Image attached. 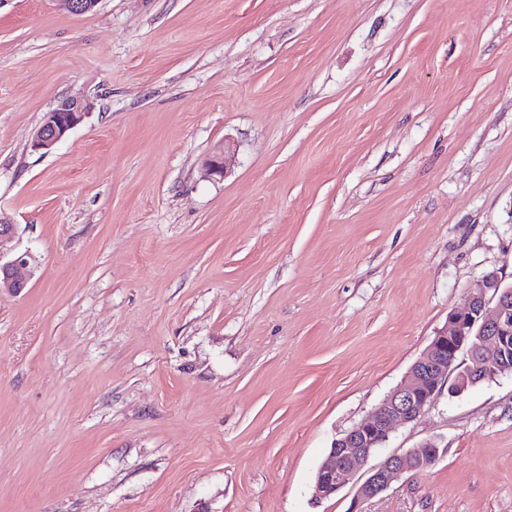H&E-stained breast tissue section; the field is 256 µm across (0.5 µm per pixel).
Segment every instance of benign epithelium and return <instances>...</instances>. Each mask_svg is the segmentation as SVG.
<instances>
[{"label":"benign epithelium","instance_id":"obj_1","mask_svg":"<svg viewBox=\"0 0 512 512\" xmlns=\"http://www.w3.org/2000/svg\"><path fill=\"white\" fill-rule=\"evenodd\" d=\"M73 14H85L99 0H60ZM88 114V104L77 98L65 99L46 113L32 146L48 150L63 140ZM30 277V256L19 254L0 261V288L20 294ZM471 343L473 364L455 365L458 352ZM512 353V286L504 287L494 275L477 280L470 289L467 305L448 315V324L434 336L402 381L380 403L371 416L355 425L333 443L315 476V495L326 499L336 495L367 464L399 423L416 420L437 399L441 382L457 394L467 389L473 372L495 374L506 369ZM438 443L428 440L404 457L391 455L367 471L357 497L370 499L385 491L405 470L425 472L439 460Z\"/></svg>","mask_w":512,"mask_h":512}]
</instances>
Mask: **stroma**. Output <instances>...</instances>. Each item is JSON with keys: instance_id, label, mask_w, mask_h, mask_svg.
Here are the masks:
<instances>
[{"instance_id": "stroma-1", "label": "stroma", "mask_w": 512, "mask_h": 512, "mask_svg": "<svg viewBox=\"0 0 512 512\" xmlns=\"http://www.w3.org/2000/svg\"><path fill=\"white\" fill-rule=\"evenodd\" d=\"M0 216V512H512V374L369 460L427 472L313 488L512 285V0H0ZM88 104L81 99H65L47 112L42 125L36 131L32 146L35 150H48L63 140L80 124L88 112ZM29 260L28 253L19 254L6 262L0 258V288H9L15 294L22 293L30 277ZM441 451L438 443L428 440L418 448H411L406 457L388 456L383 463L367 471L366 479L360 484L357 497L370 499L385 491L391 483L408 468L426 472L439 460Z\"/></svg>"}]
</instances>
